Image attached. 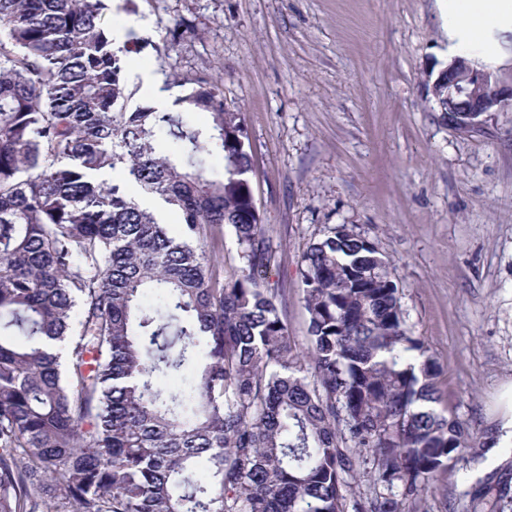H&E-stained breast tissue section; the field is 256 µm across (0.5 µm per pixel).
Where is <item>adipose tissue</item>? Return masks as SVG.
Here are the masks:
<instances>
[{
	"label": "adipose tissue",
	"mask_w": 512,
	"mask_h": 512,
	"mask_svg": "<svg viewBox=\"0 0 512 512\" xmlns=\"http://www.w3.org/2000/svg\"><path fill=\"white\" fill-rule=\"evenodd\" d=\"M449 56L467 57L490 71L507 59L512 44V0H445Z\"/></svg>",
	"instance_id": "adipose-tissue-1"
}]
</instances>
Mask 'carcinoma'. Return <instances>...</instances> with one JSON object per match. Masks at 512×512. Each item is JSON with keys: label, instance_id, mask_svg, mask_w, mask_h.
Returning <instances> with one entry per match:
<instances>
[{"label": "carcinoma", "instance_id": "obj_1", "mask_svg": "<svg viewBox=\"0 0 512 512\" xmlns=\"http://www.w3.org/2000/svg\"><path fill=\"white\" fill-rule=\"evenodd\" d=\"M111 11L0 0V512H400L484 455L436 408L389 259L344 224L302 256L309 348L292 347L242 113L221 77L176 74L171 107L128 110ZM225 226L231 281L205 250ZM356 473L385 493L347 504ZM511 474L512 457L470 485L471 512H499ZM215 247L224 255V279L235 277L240 267L239 247L229 227H224Z\"/></svg>", "mask_w": 512, "mask_h": 512}]
</instances>
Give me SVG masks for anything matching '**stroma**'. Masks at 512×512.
Instances as JSON below:
<instances>
[{
	"label": "stroma",
	"instance_id": "35a3bbf8",
	"mask_svg": "<svg viewBox=\"0 0 512 512\" xmlns=\"http://www.w3.org/2000/svg\"><path fill=\"white\" fill-rule=\"evenodd\" d=\"M173 19L189 24L174 45ZM107 22L138 37L134 103L174 100L169 75L220 74L293 344L308 346L301 256L347 225L390 258L442 407L486 437L512 382V112L470 133L439 112L426 84L448 63L443 0H113ZM511 455L466 459L402 512H470L464 490Z\"/></svg>",
	"mask_w": 512,
	"mask_h": 512
}]
</instances>
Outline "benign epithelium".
<instances>
[{
	"mask_svg": "<svg viewBox=\"0 0 512 512\" xmlns=\"http://www.w3.org/2000/svg\"><path fill=\"white\" fill-rule=\"evenodd\" d=\"M434 101L448 100V125L468 132L490 112H512V87L498 85L488 73L471 67L464 57H456L428 85Z\"/></svg>",
	"mask_w": 512,
	"mask_h": 512,
	"instance_id": "benign-epithelium-1",
	"label": "benign epithelium"
}]
</instances>
